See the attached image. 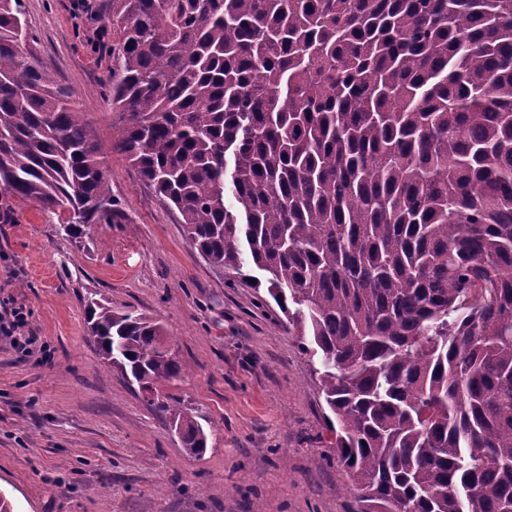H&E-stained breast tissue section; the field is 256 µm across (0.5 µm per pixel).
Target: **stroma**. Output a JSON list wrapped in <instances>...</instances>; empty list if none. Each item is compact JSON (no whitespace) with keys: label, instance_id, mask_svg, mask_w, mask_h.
Segmentation results:
<instances>
[{"label":"stroma","instance_id":"35a3bbf8","mask_svg":"<svg viewBox=\"0 0 512 512\" xmlns=\"http://www.w3.org/2000/svg\"><path fill=\"white\" fill-rule=\"evenodd\" d=\"M77 3L22 0L27 60L96 128L123 217L71 238L69 212L0 191V316L23 308L37 345L20 362L0 335V495L14 512H358L299 336L265 291L211 267L112 151L111 0ZM92 293L165 327L187 368L167 391L206 429L205 453L187 455L100 365Z\"/></svg>","mask_w":512,"mask_h":512}]
</instances>
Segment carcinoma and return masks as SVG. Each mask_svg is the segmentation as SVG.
I'll list each match as a JSON object with an SVG mask.
<instances>
[{"label":"carcinoma","instance_id":"1","mask_svg":"<svg viewBox=\"0 0 512 512\" xmlns=\"http://www.w3.org/2000/svg\"><path fill=\"white\" fill-rule=\"evenodd\" d=\"M21 15L0 0V189L78 238L116 217L102 144ZM112 33V150L308 338L360 512H512V0H112ZM85 308L201 455L164 327Z\"/></svg>","mask_w":512,"mask_h":512}]
</instances>
